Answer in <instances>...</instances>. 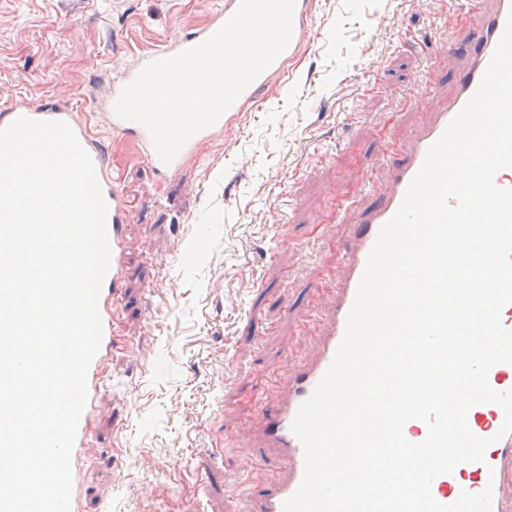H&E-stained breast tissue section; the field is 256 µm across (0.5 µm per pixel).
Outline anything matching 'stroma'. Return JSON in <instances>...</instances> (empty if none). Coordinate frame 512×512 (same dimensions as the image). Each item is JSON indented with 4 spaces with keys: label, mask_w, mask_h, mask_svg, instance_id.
Masks as SVG:
<instances>
[{
    "label": "stroma",
    "mask_w": 512,
    "mask_h": 512,
    "mask_svg": "<svg viewBox=\"0 0 512 512\" xmlns=\"http://www.w3.org/2000/svg\"><path fill=\"white\" fill-rule=\"evenodd\" d=\"M217 0H0V110H81L133 226L113 355L79 471L80 512L256 506L278 461L245 437L256 403L315 357L324 300L363 187L388 142L452 92L439 50L467 23L452 0H315L286 75L166 181L108 130L94 100L117 72L205 23ZM264 457L249 469L245 453Z\"/></svg>",
    "instance_id": "stroma-1"
}]
</instances>
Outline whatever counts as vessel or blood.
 I'll return each mask as SVG.
<instances>
[{"instance_id":"obj_1","label":"vessel or blood","mask_w":512,"mask_h":512,"mask_svg":"<svg viewBox=\"0 0 512 512\" xmlns=\"http://www.w3.org/2000/svg\"><path fill=\"white\" fill-rule=\"evenodd\" d=\"M239 5L240 0H219L204 27L187 32L168 45L141 55L134 64L122 69L112 81L102 109L104 121L113 134L137 148L158 180H166L176 173L186 159L196 156L206 142L234 125L240 112L255 101L260 90L284 76L286 61L295 55L309 37L314 0H295L293 34L288 47L240 94L215 124L193 136L170 164H163L154 150L148 131L138 123L119 119L114 112V104L122 89L149 63L176 55L203 42L236 12ZM458 8L468 14L469 21L458 27L448 42L449 55L464 58L452 95L447 104L435 113L431 122L419 128L407 143L398 146L395 162L377 168L375 179L383 183L384 193L380 204L361 215L353 226L354 244L346 254L330 306L320 316L321 340L316 358L291 366L287 374L286 396L274 408L258 407L253 415L266 448L275 453L281 462L280 468L271 476L268 489L262 491L254 512H283L284 502L299 488L304 476V451L291 431V423L300 405L311 395L333 361L345 333L347 317L368 255L381 227L399 209L408 185L421 168L430 146L441 137L450 121L478 89L507 20L512 17V0H459ZM21 117L67 123L90 155L107 203L106 227L111 262L98 298L103 334L100 348L89 366V397L78 422L71 455V467L76 470L90 445V418L103 383L102 365L116 346L118 323L115 310L126 285L125 257L131 228L129 205L112 174L111 165L103 156L98 140L91 134L87 121L77 108L51 103L36 105L20 98L7 110L0 112V129ZM488 383L497 392L512 391V364H495L488 372ZM504 418V410L497 404H477L469 409V429L476 436L489 440L490 445L485 452L484 462L459 464L453 473L437 476L433 480L431 491L438 502L450 504L459 498L461 492L478 493L489 487L493 490L491 512H512V500L506 499L504 495L506 484H512V433L501 434Z\"/></svg>"}]
</instances>
